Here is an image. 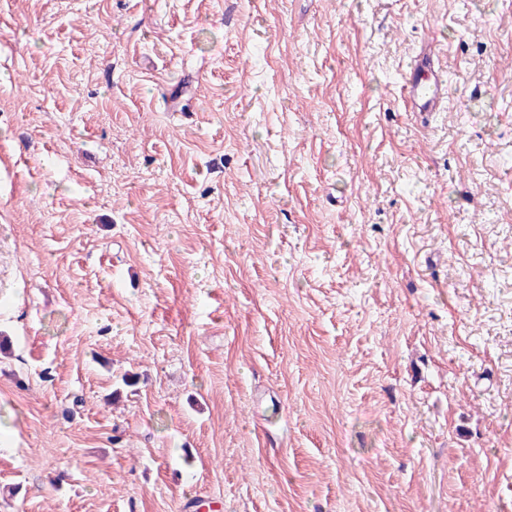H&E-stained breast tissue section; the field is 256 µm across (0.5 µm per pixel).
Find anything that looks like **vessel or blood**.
<instances>
[{
	"instance_id": "vessel-or-blood-1",
	"label": "vessel or blood",
	"mask_w": 512,
	"mask_h": 512,
	"mask_svg": "<svg viewBox=\"0 0 512 512\" xmlns=\"http://www.w3.org/2000/svg\"><path fill=\"white\" fill-rule=\"evenodd\" d=\"M448 80L440 66V53L435 44L429 43L410 58L403 84V102L409 111L421 118L448 107Z\"/></svg>"
}]
</instances>
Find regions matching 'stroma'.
I'll list each match as a JSON object with an SVG mask.
<instances>
[{
  "instance_id": "obj_1",
  "label": "stroma",
  "mask_w": 512,
  "mask_h": 512,
  "mask_svg": "<svg viewBox=\"0 0 512 512\" xmlns=\"http://www.w3.org/2000/svg\"><path fill=\"white\" fill-rule=\"evenodd\" d=\"M0 512H512V0H0ZM448 80L440 66V53L433 42L410 58L403 84V102L424 120L449 109Z\"/></svg>"
}]
</instances>
